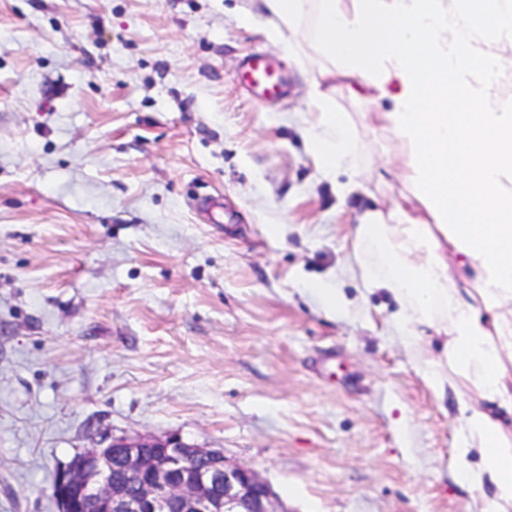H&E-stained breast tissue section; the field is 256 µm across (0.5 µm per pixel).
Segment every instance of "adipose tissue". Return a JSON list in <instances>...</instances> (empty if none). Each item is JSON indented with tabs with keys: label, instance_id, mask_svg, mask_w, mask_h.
Returning a JSON list of instances; mask_svg holds the SVG:
<instances>
[{
	"label": "adipose tissue",
	"instance_id": "adipose-tissue-1",
	"mask_svg": "<svg viewBox=\"0 0 512 512\" xmlns=\"http://www.w3.org/2000/svg\"><path fill=\"white\" fill-rule=\"evenodd\" d=\"M255 3L241 23L263 21L271 44L314 68L304 131L327 179L357 157L339 91L380 109L404 147L411 196L362 215L358 274L394 301L395 334L435 393L463 395L456 466L481 512H512V0ZM456 99L467 111H449Z\"/></svg>",
	"mask_w": 512,
	"mask_h": 512
}]
</instances>
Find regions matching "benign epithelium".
<instances>
[{
  "label": "benign epithelium",
  "mask_w": 512,
  "mask_h": 512,
  "mask_svg": "<svg viewBox=\"0 0 512 512\" xmlns=\"http://www.w3.org/2000/svg\"><path fill=\"white\" fill-rule=\"evenodd\" d=\"M59 512H288L255 470L178 433L111 436L58 467Z\"/></svg>",
  "instance_id": "obj_1"
}]
</instances>
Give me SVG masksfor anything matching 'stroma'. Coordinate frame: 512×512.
<instances>
[{
    "instance_id": "obj_1",
    "label": "stroma",
    "mask_w": 512,
    "mask_h": 512,
    "mask_svg": "<svg viewBox=\"0 0 512 512\" xmlns=\"http://www.w3.org/2000/svg\"><path fill=\"white\" fill-rule=\"evenodd\" d=\"M248 4L0 0V512H57V466L103 435L175 432L289 512L481 506L456 398L352 273L402 147L362 133L371 178L342 194L302 135L304 75L239 24ZM254 51L283 98L240 83Z\"/></svg>"
}]
</instances>
